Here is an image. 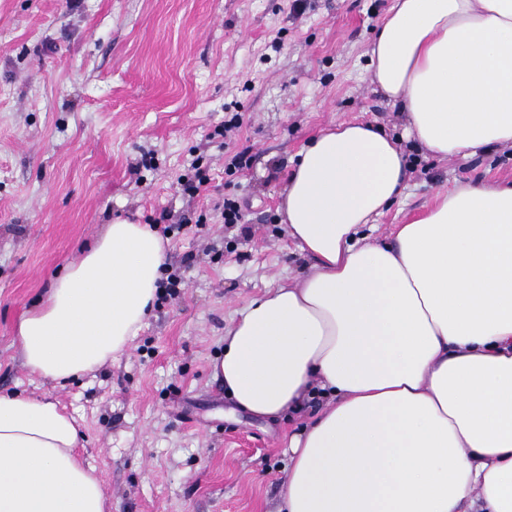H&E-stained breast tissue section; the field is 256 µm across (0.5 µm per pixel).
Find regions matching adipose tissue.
Masks as SVG:
<instances>
[{"label":"adipose tissue","mask_w":512,"mask_h":512,"mask_svg":"<svg viewBox=\"0 0 512 512\" xmlns=\"http://www.w3.org/2000/svg\"><path fill=\"white\" fill-rule=\"evenodd\" d=\"M370 67L428 154L512 147V0H394ZM409 169L374 125L322 130L280 193L309 264L213 362L253 416L320 404L288 439L282 512H512V184L459 185L367 241ZM165 262L148 225H104L20 320L29 373L61 387L116 360ZM81 428L51 393L0 391V512H112Z\"/></svg>","instance_id":"adipose-tissue-1"}]
</instances>
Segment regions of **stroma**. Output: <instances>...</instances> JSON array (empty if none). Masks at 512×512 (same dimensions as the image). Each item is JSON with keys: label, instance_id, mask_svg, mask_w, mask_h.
<instances>
[{"label": "stroma", "instance_id": "obj_1", "mask_svg": "<svg viewBox=\"0 0 512 512\" xmlns=\"http://www.w3.org/2000/svg\"><path fill=\"white\" fill-rule=\"evenodd\" d=\"M390 5L0 0V389L47 390L16 324L113 216L162 230L181 278L118 360L52 391L86 423L112 512H276L303 420L234 410L212 361L249 301L304 264L278 206L311 136L362 120L401 139L408 186L376 221L382 239L460 183L512 181L511 149L439 160L404 140L369 70ZM228 197L240 223L224 221Z\"/></svg>", "mask_w": 512, "mask_h": 512}]
</instances>
